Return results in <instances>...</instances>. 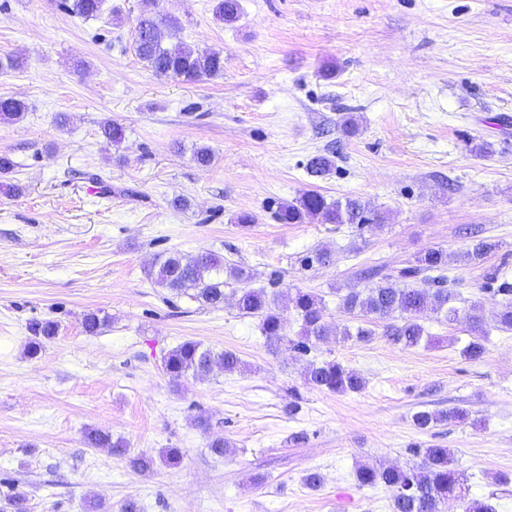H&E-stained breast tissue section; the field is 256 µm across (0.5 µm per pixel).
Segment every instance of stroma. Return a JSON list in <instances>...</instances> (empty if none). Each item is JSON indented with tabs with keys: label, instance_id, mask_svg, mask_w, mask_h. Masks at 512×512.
I'll list each match as a JSON object with an SVG mask.
<instances>
[{
	"label": "stroma",
	"instance_id": "1",
	"mask_svg": "<svg viewBox=\"0 0 512 512\" xmlns=\"http://www.w3.org/2000/svg\"><path fill=\"white\" fill-rule=\"evenodd\" d=\"M58 3L0 0V53L26 59L0 71V97L27 105L21 121L0 123V154L16 163L6 180L21 188L0 193V510L21 492L28 512H92L98 501L121 512L129 499L142 512H392L389 492L361 485L357 468L415 466L437 445L470 498L512 512V332L495 327L494 292L512 284V0H240L231 25L215 19L214 0H107L118 25ZM144 10L221 52L223 75L155 77L132 48ZM108 118L125 127L121 147L100 133ZM199 146L211 166L194 162ZM317 154L335 163L322 178L306 168ZM91 173L108 195L90 189ZM310 190L359 198L383 221L275 220L280 202ZM243 212L254 224L236 223ZM476 238L497 247L448 277L460 308L482 310L477 361L461 354L467 322L429 311L419 346L391 342L379 322L371 340L302 354L288 344L294 314L274 343L233 302L205 308L148 276L158 253L209 249L250 267L253 287L278 302L298 288L318 294L330 325L354 329L367 319L341 298L367 288L362 269L394 274ZM323 245L335 252L326 266L310 259ZM90 312L108 320L93 336L82 328ZM35 318L59 332L32 358ZM188 340L235 352L243 370L171 381L162 359ZM324 360L358 373L363 390L306 385L307 366ZM453 407L472 423H413ZM92 429L134 455L179 449L180 461L134 472L86 444ZM219 437L221 457L209 450Z\"/></svg>",
	"mask_w": 512,
	"mask_h": 512
}]
</instances>
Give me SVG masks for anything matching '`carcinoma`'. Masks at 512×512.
Returning a JSON list of instances; mask_svg holds the SVG:
<instances>
[{
  "label": "carcinoma",
  "instance_id": "obj_1",
  "mask_svg": "<svg viewBox=\"0 0 512 512\" xmlns=\"http://www.w3.org/2000/svg\"><path fill=\"white\" fill-rule=\"evenodd\" d=\"M61 7L69 14L81 18H98L103 12L104 0H60ZM217 19L233 24L240 19V0H215L213 7ZM132 47L141 62L159 78L180 79L199 82L221 75L224 58L217 51L198 50L176 39V26L150 12H142L135 20ZM27 111L26 104L13 97L0 98V122H16ZM102 136L114 147L125 139L124 126L115 120H106L100 126ZM334 162L325 155L313 156L307 164L308 173L322 177L330 171ZM276 218L282 224H304L315 221L319 224H355L364 227L376 224L383 217L373 211L369 204L357 199L327 201L319 192L304 193L294 202L277 207ZM493 248L484 239H475L468 247L450 257L441 248H432L417 256L413 263L397 274L384 275L373 268L364 269L361 276L367 280L380 278L374 286L363 291H351L343 298L344 308L360 312L376 321L386 322L385 335L406 347H416L426 336L420 315L430 310L448 322L464 318L477 337L462 350V355L471 361L482 358L485 352L483 338V316L479 307L473 305L462 312L456 306L457 294L445 286L448 282V263H473L482 259ZM154 268L149 276L153 282L175 296H186L201 305L221 309L228 298L224 290L229 277L242 287L233 290L236 307L243 316L256 317L260 321L262 334L271 341L287 339L284 312L291 309L300 321L298 339L289 340L292 347L301 353L308 351L310 343L328 336L340 334L345 339L367 340L375 335L370 328L359 327L356 331L346 328L338 333L325 321V305L317 294L295 289L293 296L283 306H278L262 289L246 287L252 280L251 269L238 265L226 267L224 256L213 251L202 250L195 255H184L178 251L162 252L155 257ZM420 279L424 287L413 288L408 279ZM497 292L506 296L497 315L498 328L512 331V286L502 283ZM30 338L27 354L38 356L44 344L54 339L58 324L54 320H34L29 323ZM221 369L233 372L241 368V360L233 351L217 352L204 348L195 341H185L170 350L163 359V371L177 381L188 376H206ZM307 384L320 390L334 393L359 392L364 380L353 370L336 361L311 364L304 373ZM469 412L455 408L451 411L422 410L414 415L416 427L432 429L445 422L463 423ZM88 445L108 448L112 455L127 459L130 467L139 472L154 468L155 460L146 456H132L127 444L112 435L92 430L85 436ZM452 456L448 449L438 446L426 448L423 461L407 469L399 467L361 466L356 471L358 482L363 486L382 485L391 493L393 512H442L449 500L465 504L464 512H491V508L476 500H466L468 490L452 467Z\"/></svg>",
  "mask_w": 512,
  "mask_h": 512
}]
</instances>
